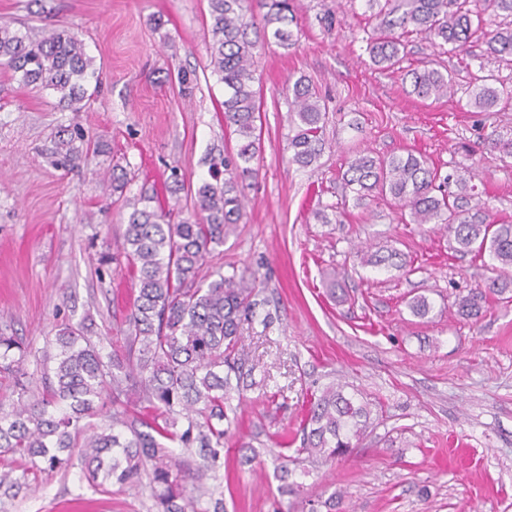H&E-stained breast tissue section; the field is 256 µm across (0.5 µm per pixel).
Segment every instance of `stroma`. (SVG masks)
<instances>
[{"label":"stroma","mask_w":512,"mask_h":512,"mask_svg":"<svg viewBox=\"0 0 512 512\" xmlns=\"http://www.w3.org/2000/svg\"><path fill=\"white\" fill-rule=\"evenodd\" d=\"M335 12L326 32L320 16ZM37 39L64 27L79 35L101 66L91 106L60 110L54 93L19 84L0 69V328L28 345L29 392L45 390L37 363L53 352L57 329L85 323L102 355L125 351V316L138 293L119 246L122 204L101 182L113 166L131 172L127 194H156L173 204L166 180L206 178L207 156L235 147L224 125V85L209 66L207 0H0V22ZM377 21L364 0H296L290 49L259 48L254 84L261 108L256 177L246 180V216L206 258L225 274L268 280L270 328L253 324L242 343L265 391L237 406L224 440V464L203 481L198 507L211 512H512V291L490 300L472 322L457 303L491 272L483 259L448 247L442 226L407 223L393 200L356 204L341 174L362 151L387 157L413 152L441 173L471 168L488 221L512 224V158L487 150L492 129H512V105L483 112L468 87L481 70L512 84V64L482 55L483 41L448 54L429 39L405 38L401 68L381 70L364 51ZM451 72L455 92L440 100L410 93L406 69ZM193 81L191 93L178 71ZM306 77L326 106V147L299 167L289 142L297 132L288 84ZM81 128L105 147L90 165L61 167L57 133ZM331 216L324 224L316 210ZM392 248L407 262L385 272L361 264L357 245ZM112 263H102L104 255ZM337 272L328 297L323 276ZM429 298L428 316L407 307ZM342 381L375 405L374 428L349 455L276 471L295 457L312 393ZM252 445L263 464L241 460ZM29 488L0 494V512H155L148 478L139 486L89 482L79 459L27 476ZM297 494H286L287 482Z\"/></svg>","instance_id":"stroma-1"}]
</instances>
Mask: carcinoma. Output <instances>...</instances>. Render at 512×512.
I'll return each mask as SVG.
<instances>
[{
  "label": "carcinoma",
  "mask_w": 512,
  "mask_h": 512,
  "mask_svg": "<svg viewBox=\"0 0 512 512\" xmlns=\"http://www.w3.org/2000/svg\"><path fill=\"white\" fill-rule=\"evenodd\" d=\"M377 9L376 36L367 40L372 65L389 69L402 61V38L423 34L439 48L461 51L472 39H481L485 54L499 62H512V25L489 30L485 16L512 17V0H366ZM210 17L209 67L224 84V122L238 135L233 151L209 159V178L185 185L172 169V193L182 190L192 209L166 208L155 196L142 192L124 198L130 184L126 174L103 180L111 195L124 198L122 254L138 281L139 291L126 316L127 350L104 358L97 345L70 324L55 336L59 352L46 393L33 402L20 401L11 412H0V451L17 455L40 469L65 463L60 453L80 449L88 478H103L121 487L137 481L143 461L154 462L151 491L157 512H188L193 502L185 496L181 472L169 450L175 444L190 452L199 449L203 464L196 480L220 469L224 451V423L236 413L231 393L243 397L249 390L266 388L246 369L248 356L241 344L243 326L254 322L257 297L265 281L226 276L219 271L201 275L205 257L224 241L245 216V195L239 181L256 173L253 163L260 148V118L254 58L259 39L250 37L248 16L263 11L262 40L284 49L296 44L291 28L293 0H208ZM0 68L25 86L51 89L61 107L78 112L97 92L101 72L87 56L82 40L67 30H52L32 40L9 23H0ZM411 93L422 99L448 96L454 80L433 67L413 68ZM494 75L482 77L469 91L474 107L488 111L499 102L512 101V85L492 84ZM297 117L290 141L292 162L312 165L324 143L318 136L325 116L319 92L301 76L288 87ZM78 131L61 140L57 155L68 164L86 163L104 152L96 142L81 150L74 140ZM492 151L512 157V135L496 131L487 137ZM442 183H437V180ZM344 185L362 203L374 193L389 196L409 211L412 224H443L449 248L460 254L488 256L494 269L512 268V224L486 223L469 209L434 195L453 181L468 189L466 177L440 175L427 160L410 151L387 158L370 152L346 162ZM362 263L376 268L406 267L394 249L359 252ZM505 292L503 281L491 280L486 289L471 292L458 303L463 319L478 320L491 295ZM28 346L18 337L0 332V373L25 375L22 366ZM138 394L144 416L129 414L121 395ZM112 398V424L91 430L81 420L94 416L106 398ZM371 425V402L359 389L331 384L313 396L302 427L301 452L311 459L334 460L346 455L364 438Z\"/></svg>",
  "instance_id": "carcinoma-1"
}]
</instances>
